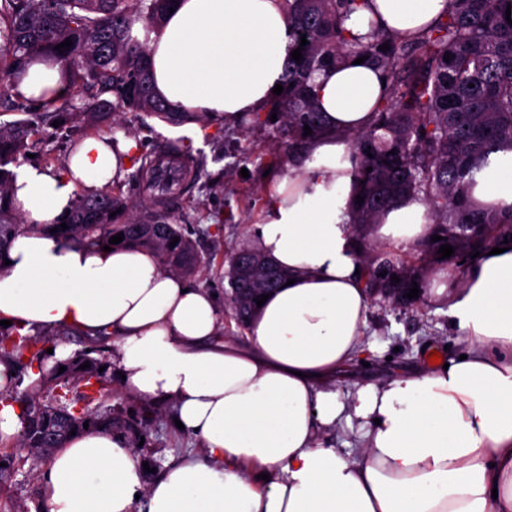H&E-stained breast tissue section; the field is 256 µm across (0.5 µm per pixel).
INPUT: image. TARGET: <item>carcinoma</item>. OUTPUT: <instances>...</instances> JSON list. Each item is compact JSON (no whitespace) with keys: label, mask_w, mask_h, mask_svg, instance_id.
<instances>
[{"label":"carcinoma","mask_w":512,"mask_h":512,"mask_svg":"<svg viewBox=\"0 0 512 512\" xmlns=\"http://www.w3.org/2000/svg\"><path fill=\"white\" fill-rule=\"evenodd\" d=\"M360 2H288L291 49H301L303 60L288 57L282 93L250 119L267 124L274 113L278 133L288 146H304L328 132L314 96L315 73L365 56L385 74L388 92L370 126L342 134L354 151L356 194L364 197L363 203H353L350 229L361 249L370 294L407 305L415 299L404 294L413 284H422L423 266L442 262L441 245L453 246L454 257L466 261L512 238V205L482 210L470 201L475 174L488 165L492 153L512 147V26L499 21L500 0H449L448 12L415 35L394 36L373 26L366 36L351 38L344 23ZM168 6L169 0H0V101L20 115L0 122V253L26 228L10 197L15 177L10 166L42 142L54 121L102 131L128 112L171 125L190 121L187 114L168 111L154 95L146 65L147 40L132 35L137 24L147 34L157 29ZM303 35L308 44L302 47ZM67 39L71 46L55 50ZM384 44L389 49L383 52ZM38 56L61 65L72 82L70 97L38 105L14 91L11 79ZM306 125L312 130L308 136ZM138 160L142 186H154L152 161L145 155ZM407 196L424 202L430 235L442 240H426L414 263L387 252L365 256L373 226L385 209ZM174 201L168 194L148 204L110 190L79 193L64 218L67 229L58 223L46 229L56 227L57 237L92 247H103L121 233L122 243L148 249L166 270L192 277L201 257L190 234L173 222ZM176 237L178 243L170 246ZM393 275L400 281H392ZM224 277L234 319L246 329L259 310L256 300L279 287L285 274L244 243L230 255ZM70 334L66 329L37 332L18 343L11 333L0 332V362L11 364L15 373L9 387L0 391V401L20 406L19 445L42 462L71 431L81 433L86 427L131 432L138 441L147 438L156 415L155 409L142 406L134 411L132 422L125 410L89 408L112 382V362L103 355L104 342L99 340H86L75 356L40 370L37 380L25 383L33 364L47 357L46 337ZM86 362L89 368L79 369ZM62 366L66 370L61 373Z\"/></svg>","instance_id":"1"}]
</instances>
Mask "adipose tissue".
Returning <instances> with one entry per match:
<instances>
[{
  "instance_id": "adipose-tissue-1",
  "label": "adipose tissue",
  "mask_w": 512,
  "mask_h": 512,
  "mask_svg": "<svg viewBox=\"0 0 512 512\" xmlns=\"http://www.w3.org/2000/svg\"><path fill=\"white\" fill-rule=\"evenodd\" d=\"M448 0H368L345 22L412 35ZM292 42L285 0H174L148 39L156 96L172 111L234 122L284 84ZM373 66L346 62L314 76L327 134L292 157L268 194L253 245L285 270L260 307L248 345L220 335L213 292L165 271L140 247L106 251L48 235L77 192L121 181L139 152L122 133L82 138L62 172L16 171L11 194L26 230L0 267V321L14 332L71 328L112 341L124 389L171 404L204 455L187 453L147 478L118 433L89 431L53 451L39 477L46 512H512V249L481 252L459 276L437 272L429 291L447 301L465 358L360 385L352 401L337 375L364 351L369 296L347 226L355 195L352 146L386 93ZM59 64L33 62L21 96L61 99ZM472 197L512 205V148L491 155ZM426 208L392 204L374 227L400 246L426 239ZM357 419L364 444L348 457L321 430Z\"/></svg>"
}]
</instances>
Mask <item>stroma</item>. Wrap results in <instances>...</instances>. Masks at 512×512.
<instances>
[{
    "instance_id": "stroma-1",
    "label": "stroma",
    "mask_w": 512,
    "mask_h": 512,
    "mask_svg": "<svg viewBox=\"0 0 512 512\" xmlns=\"http://www.w3.org/2000/svg\"><path fill=\"white\" fill-rule=\"evenodd\" d=\"M119 130L143 142L149 150L164 140L182 141L198 165V178L183 185L173 212L178 224L194 230L201 239L205 262L194 279L195 285L213 291L221 305H228L226 257L242 241L250 239L253 224L261 220L264 198L278 178L288 175L287 163H268L271 152L287 153V143L272 126L244 124L227 128L211 120L171 126L154 118L142 124L129 116ZM243 154L249 160L242 165L238 158ZM447 310V305L425 298L406 309L371 302L364 334L367 366L362 377H355L350 370L337 376L340 394L355 392L361 379L382 380L400 371L427 366L432 352H441L446 359L457 355L464 343L459 331L449 327ZM149 440L139 455L159 470L180 455L203 451L199 439L178 430L168 406L152 423ZM42 469L41 462L28 459L0 487V502L9 501L14 507L34 506L41 499L38 476Z\"/></svg>"
}]
</instances>
